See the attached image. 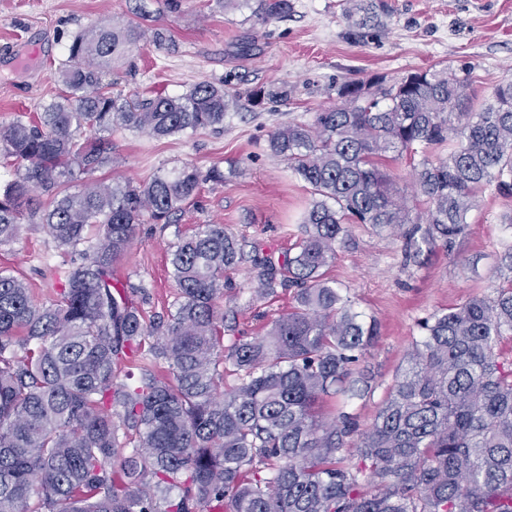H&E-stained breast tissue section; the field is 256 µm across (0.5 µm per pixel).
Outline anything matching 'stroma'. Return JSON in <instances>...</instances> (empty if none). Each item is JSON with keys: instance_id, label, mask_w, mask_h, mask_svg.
<instances>
[{"instance_id": "1", "label": "stroma", "mask_w": 512, "mask_h": 512, "mask_svg": "<svg viewBox=\"0 0 512 512\" xmlns=\"http://www.w3.org/2000/svg\"><path fill=\"white\" fill-rule=\"evenodd\" d=\"M291 2L288 16L265 22L224 0H181L176 11L167 0H0V125L59 95L56 69L68 44L104 17L132 21L145 33L109 74L118 90L181 96L207 81L233 97L220 132L166 139L122 129L112 134V162L98 173L104 181H142L185 163L224 172L223 184H204L175 224L141 225L122 257L118 276L145 287L148 320L169 311L176 291L169 254L178 235L195 225L221 224L278 252L300 235L312 196L287 162L268 151V134L288 121L312 122L316 112L336 105L337 83L433 68L470 76L477 95L487 97L512 75V0H383L384 24L364 40L353 34L341 0ZM157 32L167 35L165 44H155ZM258 87L287 89L288 98L252 106L249 93ZM468 221L467 235L452 247L435 246L411 263L402 238L387 229L353 224L337 244L328 278L380 324L362 361L376 377L374 388L352 402L361 430L370 428L419 338V321L470 296L493 295L499 256L512 244V197L485 189ZM64 266V254L41 224L24 225L14 243L0 247V268L25 281L41 303L52 299ZM224 279L232 290L219 305L248 335H264L290 303L285 294L253 298L250 263L227 269Z\"/></svg>"}]
</instances>
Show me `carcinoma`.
I'll use <instances>...</instances> for the list:
<instances>
[{
	"label": "carcinoma",
	"instance_id": "cac0c4a2",
	"mask_svg": "<svg viewBox=\"0 0 512 512\" xmlns=\"http://www.w3.org/2000/svg\"><path fill=\"white\" fill-rule=\"evenodd\" d=\"M291 9L255 0L253 13L271 21ZM343 11L361 38L381 26L374 0H345ZM142 37L132 22L76 35L58 67L62 93L0 128V165L15 168L0 186V247L37 221L76 255L48 303L0 271V512H512V355L502 349L512 344V246L494 296L420 322L354 442L348 402L372 389L360 362L379 324L324 272L350 221L399 232L409 262L467 233L478 189L512 194V79L482 102L444 70L337 85V105L268 135L313 195L293 247L247 250L224 225H197L172 247L177 297L156 324L134 300L145 290L120 281L116 265L140 225L173 223L224 171L72 183L112 163L114 130L222 129L230 97L207 81L180 97L114 90L105 75ZM442 147L448 155L430 159ZM419 152L424 217L379 164ZM242 262L256 296L293 289L262 336L217 306L224 270ZM228 371L239 383L226 390Z\"/></svg>",
	"mask_w": 512,
	"mask_h": 512
}]
</instances>
